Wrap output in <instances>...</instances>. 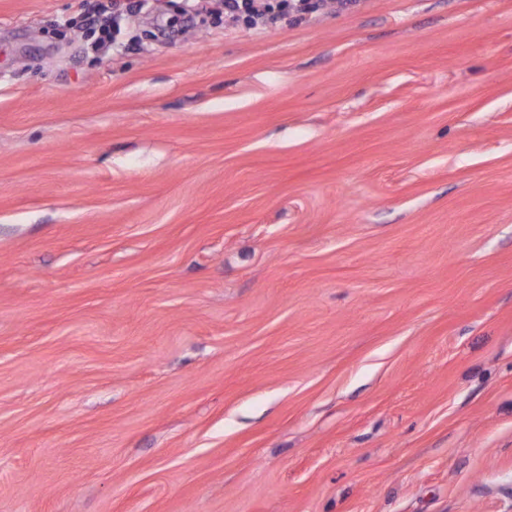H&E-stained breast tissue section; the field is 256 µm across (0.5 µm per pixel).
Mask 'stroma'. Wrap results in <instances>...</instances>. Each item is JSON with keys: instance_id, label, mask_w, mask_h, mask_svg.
Here are the masks:
<instances>
[{"instance_id": "1", "label": "stroma", "mask_w": 512, "mask_h": 512, "mask_svg": "<svg viewBox=\"0 0 512 512\" xmlns=\"http://www.w3.org/2000/svg\"><path fill=\"white\" fill-rule=\"evenodd\" d=\"M0 0V512H512V0ZM312 7L308 0H224V17L233 23L246 21L253 28L263 29L275 23L289 8L302 11Z\"/></svg>"}]
</instances>
